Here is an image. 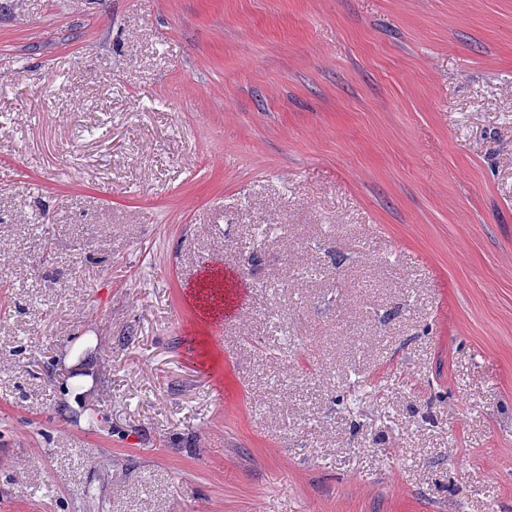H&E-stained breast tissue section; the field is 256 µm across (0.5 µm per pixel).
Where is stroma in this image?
I'll list each match as a JSON object with an SVG mask.
<instances>
[{
  "instance_id": "35a3bbf8",
  "label": "stroma",
  "mask_w": 512,
  "mask_h": 512,
  "mask_svg": "<svg viewBox=\"0 0 512 512\" xmlns=\"http://www.w3.org/2000/svg\"><path fill=\"white\" fill-rule=\"evenodd\" d=\"M0 512H512V0H0ZM89 362L88 365L84 366L83 373L81 376L77 377L72 381V387L66 388L68 391V396L70 403L75 407H79V401L83 398V395L87 393V391L93 386L94 382V372L96 371V366L93 363V359L87 360Z\"/></svg>"
}]
</instances>
